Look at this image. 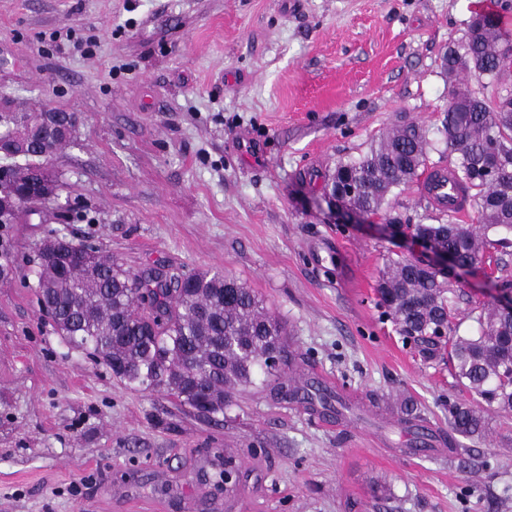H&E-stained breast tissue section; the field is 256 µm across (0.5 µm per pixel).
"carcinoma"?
<instances>
[{
    "label": "carcinoma",
    "mask_w": 512,
    "mask_h": 512,
    "mask_svg": "<svg viewBox=\"0 0 512 512\" xmlns=\"http://www.w3.org/2000/svg\"><path fill=\"white\" fill-rule=\"evenodd\" d=\"M509 36L493 12L475 14L465 37L448 48L442 69L496 83L509 52ZM39 112H0V127L25 145L24 163L14 156L11 183L0 182V228L16 222L12 204L36 191L28 173H48L44 161L64 145L56 130L36 124ZM448 149L457 154L454 171L464 195L475 203L480 223L463 229L454 217L435 224H409L454 256L462 266L485 262L488 248L501 247L496 265L512 245L489 232L512 231V96L491 105L479 92L459 93L448 84L442 119ZM430 143L416 124L381 135L359 159L343 162L325 190L354 205L365 218L382 212L395 190L415 181L426 166ZM54 254L37 251L38 297L60 336L82 349L129 385L164 390L192 409L219 414L234 395L261 375L280 376L287 356L280 323L258 296L221 272L149 268L132 271L110 255L64 237L50 239ZM397 332L423 344L429 353L448 350L455 374L487 405L512 411V317L492 307L476 315V336H454V290L414 258L391 259L378 285ZM450 431L479 436L478 411L455 406Z\"/></svg>",
    "instance_id": "carcinoma-1"
}]
</instances>
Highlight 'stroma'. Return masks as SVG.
<instances>
[{
    "label": "stroma",
    "instance_id": "stroma-1",
    "mask_svg": "<svg viewBox=\"0 0 512 512\" xmlns=\"http://www.w3.org/2000/svg\"><path fill=\"white\" fill-rule=\"evenodd\" d=\"M474 0H0V98L76 113L57 216L0 228V512H512V412L398 332L378 281L424 248L336 223L324 186L381 132L450 165L442 53ZM124 268L231 274L286 329L280 381L203 415L117 380L37 304L54 236ZM506 271L452 275L456 333ZM346 403L309 408L288 390ZM479 407L478 438L448 407ZM237 478L224 484L225 455Z\"/></svg>",
    "mask_w": 512,
    "mask_h": 512
}]
</instances>
